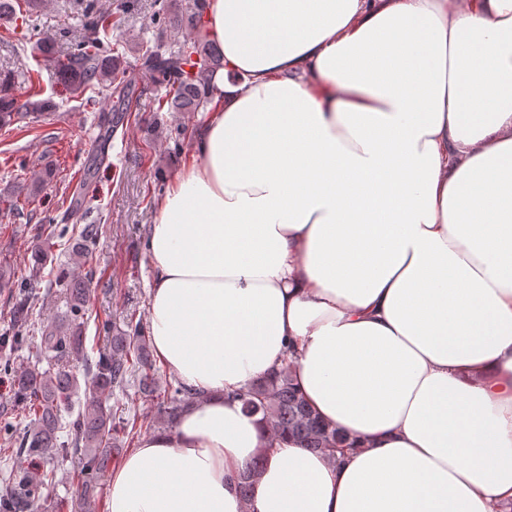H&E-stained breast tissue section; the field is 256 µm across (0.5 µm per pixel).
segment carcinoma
<instances>
[{
    "label": "carcinoma",
    "mask_w": 512,
    "mask_h": 512,
    "mask_svg": "<svg viewBox=\"0 0 512 512\" xmlns=\"http://www.w3.org/2000/svg\"><path fill=\"white\" fill-rule=\"evenodd\" d=\"M206 0H180L177 12H169L168 0H160L155 21L174 30V38L152 37L143 41L138 55L140 69L153 75L164 90L160 107L169 112H201L212 103L206 91L208 77L222 66V56L203 33L202 18ZM112 25V15L102 12L61 63L62 76L72 91L100 93L107 87L112 105L105 126L117 125L122 115L133 110L138 89L126 75L121 44L102 37ZM15 76L0 78V123H8L18 111L11 93ZM91 208L86 202L70 212L72 227L51 228L49 239H66L64 250L76 267H93L90 245L99 236L98 224L84 220ZM48 256L34 255L32 281L19 287L13 303L12 329L0 336V347L18 349L26 336L40 335V359L22 361L13 368L6 360L3 373L10 376L15 400L28 406L33 422L22 433L12 426L0 427L3 440V470L0 471V512H37L39 490L66 477L73 478L80 496L89 499L97 493L99 479L110 469L112 458L124 448V438L152 426L138 414L112 411L108 402L115 390L125 392L127 409L140 399L157 403L170 424H175L193 393L174 381L160 384L145 324L130 316L123 327H112V335L87 344L84 319L87 288L78 279L59 276L45 279ZM46 282L47 293L63 302L65 311L48 324L36 313L33 284ZM46 366H41V363ZM136 377L133 393L126 392L127 377ZM248 413H260L275 435L300 442L312 451L341 450L350 447L348 439L324 423L309 407L288 368L256 380L234 393ZM27 457L36 473L15 470L11 460ZM258 457L241 477L239 490L249 497L252 478L262 467Z\"/></svg>",
    "instance_id": "1"
}]
</instances>
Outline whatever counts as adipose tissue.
<instances>
[{
	"instance_id": "obj_1",
	"label": "adipose tissue",
	"mask_w": 512,
	"mask_h": 512,
	"mask_svg": "<svg viewBox=\"0 0 512 512\" xmlns=\"http://www.w3.org/2000/svg\"><path fill=\"white\" fill-rule=\"evenodd\" d=\"M204 25L222 66L147 308L195 399L113 471L109 512H505L512 0H207ZM283 365L351 448L244 411Z\"/></svg>"
}]
</instances>
